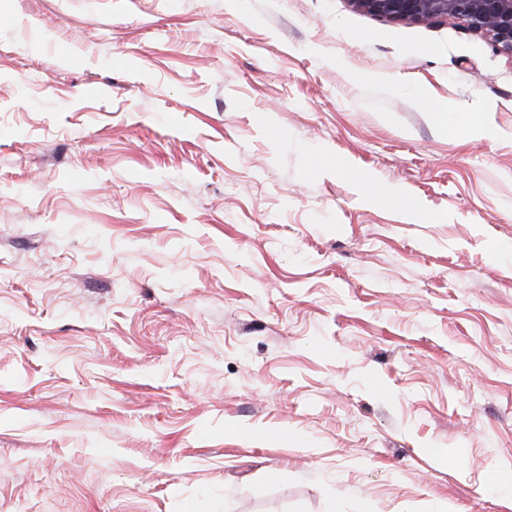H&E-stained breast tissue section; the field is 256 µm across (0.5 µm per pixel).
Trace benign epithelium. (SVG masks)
I'll return each instance as SVG.
<instances>
[{
    "mask_svg": "<svg viewBox=\"0 0 512 512\" xmlns=\"http://www.w3.org/2000/svg\"><path fill=\"white\" fill-rule=\"evenodd\" d=\"M352 9L399 23L458 22L512 58V0H348Z\"/></svg>",
    "mask_w": 512,
    "mask_h": 512,
    "instance_id": "obj_1",
    "label": "benign epithelium"
}]
</instances>
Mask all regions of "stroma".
I'll return each instance as SVG.
<instances>
[{
    "label": "stroma",
    "instance_id": "obj_1",
    "mask_svg": "<svg viewBox=\"0 0 512 512\" xmlns=\"http://www.w3.org/2000/svg\"><path fill=\"white\" fill-rule=\"evenodd\" d=\"M360 501L512 512V58L347 0H0V512ZM454 115L456 125H465L476 135H488L490 128L483 112H457ZM361 193L369 203L387 206H410L409 199L395 186L379 181L370 176H363L360 181Z\"/></svg>",
    "mask_w": 512,
    "mask_h": 512
}]
</instances>
